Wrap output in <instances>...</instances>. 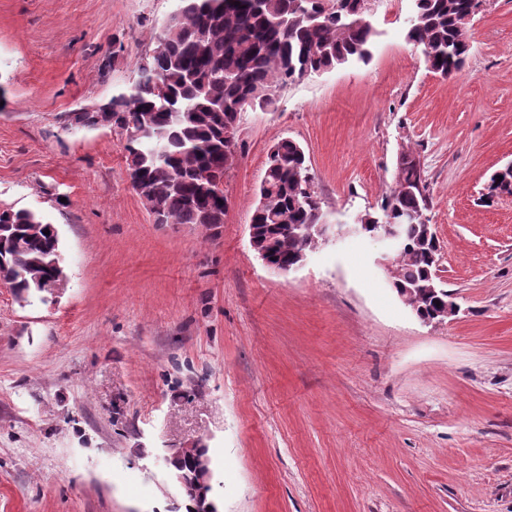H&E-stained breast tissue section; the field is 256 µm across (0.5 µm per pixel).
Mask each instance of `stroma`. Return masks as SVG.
<instances>
[{
	"label": "stroma",
	"mask_w": 512,
	"mask_h": 512,
	"mask_svg": "<svg viewBox=\"0 0 512 512\" xmlns=\"http://www.w3.org/2000/svg\"><path fill=\"white\" fill-rule=\"evenodd\" d=\"M177 0H0V208L60 236V298L0 285V512H172L166 456L207 449L220 512H512V0L461 71L378 0L371 56L241 116L224 222L158 224L125 134L66 124L126 90ZM123 45L114 52L113 41ZM305 150L331 224L378 212L410 147L460 311L423 323L347 235L286 275L248 224L267 152Z\"/></svg>",
	"instance_id": "stroma-1"
}]
</instances>
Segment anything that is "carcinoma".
Masks as SVG:
<instances>
[{"label": "carcinoma", "mask_w": 512, "mask_h": 512, "mask_svg": "<svg viewBox=\"0 0 512 512\" xmlns=\"http://www.w3.org/2000/svg\"><path fill=\"white\" fill-rule=\"evenodd\" d=\"M407 40L422 51L430 69L447 78L468 55L465 18L477 15L481 0H414ZM369 0H179L153 51L143 58L138 78L112 96L118 128L135 133L127 140L126 172L131 187L158 224L224 223V176L238 143L226 138L240 124L244 103L270 111L281 89L312 74L371 55L376 36ZM395 181L417 186L412 193L388 194L382 215L366 213L362 224L407 225L406 248L393 257L392 287L436 289L423 303L431 315L435 300H448L436 275L433 249L422 237L429 201L421 167L413 152L397 160ZM304 149L284 138L272 145L259 187L264 204L255 206L262 248L276 262L322 245L309 230L324 221ZM0 255L7 263L15 296L45 302L44 288L60 254L54 226L30 210L0 208Z\"/></svg>", "instance_id": "obj_1"}]
</instances>
